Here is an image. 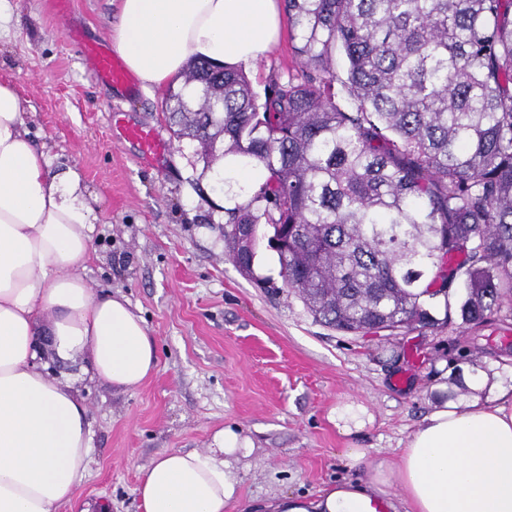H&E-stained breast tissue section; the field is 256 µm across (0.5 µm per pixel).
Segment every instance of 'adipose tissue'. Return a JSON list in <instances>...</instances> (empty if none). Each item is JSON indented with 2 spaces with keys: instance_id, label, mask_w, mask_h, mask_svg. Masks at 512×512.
I'll use <instances>...</instances> for the list:
<instances>
[{
  "instance_id": "obj_1",
  "label": "adipose tissue",
  "mask_w": 512,
  "mask_h": 512,
  "mask_svg": "<svg viewBox=\"0 0 512 512\" xmlns=\"http://www.w3.org/2000/svg\"><path fill=\"white\" fill-rule=\"evenodd\" d=\"M281 0H119L112 47L142 85L165 86L192 60L256 64L277 44ZM75 169L54 170L33 142L14 86L0 82V512L75 502L90 453L87 408L41 368L42 351L88 356L94 377L126 392L156 371V344L128 300L93 292V208ZM253 441L239 426L202 451L160 453L136 488L142 512H238L231 461ZM399 489L392 499L390 489ZM251 512H512V385L435 408L397 462L368 480L285 494Z\"/></svg>"
}]
</instances>
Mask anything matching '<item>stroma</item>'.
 I'll return each instance as SVG.
<instances>
[{
  "label": "stroma",
  "mask_w": 512,
  "mask_h": 512,
  "mask_svg": "<svg viewBox=\"0 0 512 512\" xmlns=\"http://www.w3.org/2000/svg\"><path fill=\"white\" fill-rule=\"evenodd\" d=\"M8 0L0 24V80L14 84L24 120L54 168L78 167V188L94 208L93 253L84 272L94 291L124 296L155 339L159 363L138 391L123 393L91 376L88 360L44 359L49 377L72 386L88 409L91 455L77 502L140 512L142 469L163 451L204 450L234 423L254 443L232 460L241 500L314 494L325 484L366 478L342 449L397 461L408 437L443 394L461 395L464 375L496 366L512 383V317L466 329L450 324L361 338L314 321L284 288L277 254L260 245L253 278L228 260L224 207L186 139L167 124L165 89L119 94L87 70L71 30L111 35L117 0ZM291 28L254 84L287 79L298 61ZM132 124L155 125L171 145L159 164L114 140L109 106ZM367 407L373 421L344 435L336 405Z\"/></svg>",
  "instance_id": "35a3bbf8"
}]
</instances>
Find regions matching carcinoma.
Wrapping results in <instances>:
<instances>
[{"label": "carcinoma", "mask_w": 512, "mask_h": 512, "mask_svg": "<svg viewBox=\"0 0 512 512\" xmlns=\"http://www.w3.org/2000/svg\"><path fill=\"white\" fill-rule=\"evenodd\" d=\"M285 2L299 79L193 61L167 93L204 171H265L224 209L228 257L251 277L237 229L280 235L284 287L345 334L488 322L512 304V0Z\"/></svg>", "instance_id": "carcinoma-1"}]
</instances>
